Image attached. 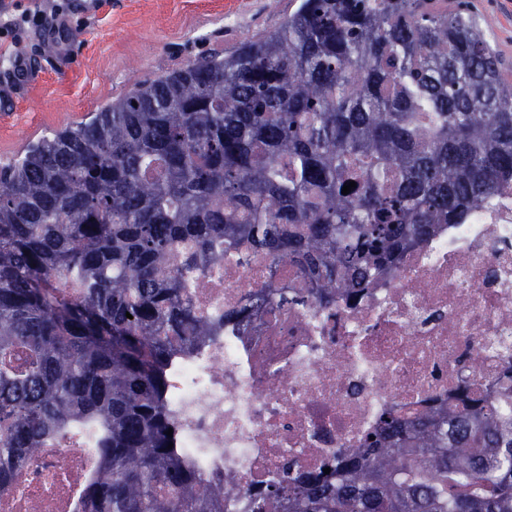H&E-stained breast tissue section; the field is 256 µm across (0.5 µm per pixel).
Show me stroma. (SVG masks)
I'll list each match as a JSON object with an SVG mask.
<instances>
[{"instance_id":"stroma-1","label":"stroma","mask_w":512,"mask_h":512,"mask_svg":"<svg viewBox=\"0 0 512 512\" xmlns=\"http://www.w3.org/2000/svg\"><path fill=\"white\" fill-rule=\"evenodd\" d=\"M491 47L512 74V0H471ZM297 0H72L55 43L31 24L0 39V59L23 47L26 78L0 117V159L81 121L136 86L194 58L228 53L279 27Z\"/></svg>"}]
</instances>
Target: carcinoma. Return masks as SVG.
Instances as JSON below:
<instances>
[{"label":"carcinoma","instance_id":"cac0c4a2","mask_svg":"<svg viewBox=\"0 0 512 512\" xmlns=\"http://www.w3.org/2000/svg\"><path fill=\"white\" fill-rule=\"evenodd\" d=\"M511 179L512 83L462 0H300L29 144L0 168V491L81 433L96 466L75 512H208L165 434L173 350L218 326L188 288L233 249L292 263L328 303ZM284 500L512 512V419L468 388L451 414L386 413L330 473L272 484L248 512Z\"/></svg>","mask_w":512,"mask_h":512}]
</instances>
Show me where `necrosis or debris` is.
I'll return each mask as SVG.
<instances>
[{
    "label": "necrosis or debris",
    "instance_id": "4bbe7bcc",
    "mask_svg": "<svg viewBox=\"0 0 512 512\" xmlns=\"http://www.w3.org/2000/svg\"><path fill=\"white\" fill-rule=\"evenodd\" d=\"M302 285L294 265L229 251L191 291L211 317L246 310L168 366L173 445L209 487L234 479L257 495L286 464L317 471L360 447L385 413L512 387V185L438 226L360 295L278 306ZM91 463L78 436L56 440L0 492V512H72Z\"/></svg>",
    "mask_w": 512,
    "mask_h": 512
}]
</instances>
